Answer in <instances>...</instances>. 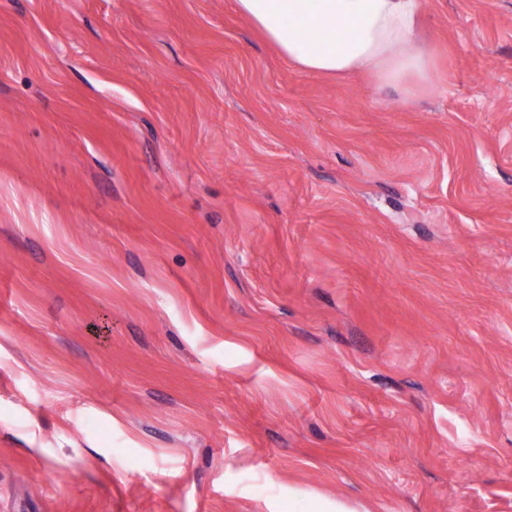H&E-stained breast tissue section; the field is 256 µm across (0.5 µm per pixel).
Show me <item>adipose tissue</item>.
Instances as JSON below:
<instances>
[{
    "label": "adipose tissue",
    "instance_id": "ef3b65f1",
    "mask_svg": "<svg viewBox=\"0 0 512 512\" xmlns=\"http://www.w3.org/2000/svg\"><path fill=\"white\" fill-rule=\"evenodd\" d=\"M279 52L319 75L370 73L379 84L415 88L436 72L418 34L420 0H235Z\"/></svg>",
    "mask_w": 512,
    "mask_h": 512
}]
</instances>
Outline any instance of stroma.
Returning <instances> with one entry per match:
<instances>
[{
  "instance_id": "1",
  "label": "stroma",
  "mask_w": 512,
  "mask_h": 512,
  "mask_svg": "<svg viewBox=\"0 0 512 512\" xmlns=\"http://www.w3.org/2000/svg\"><path fill=\"white\" fill-rule=\"evenodd\" d=\"M421 19L0 0V512H512V0ZM279 52L299 69L319 75L370 73L381 84L427 88L433 59L418 34L420 0H235ZM323 26L333 36L312 34Z\"/></svg>"
}]
</instances>
